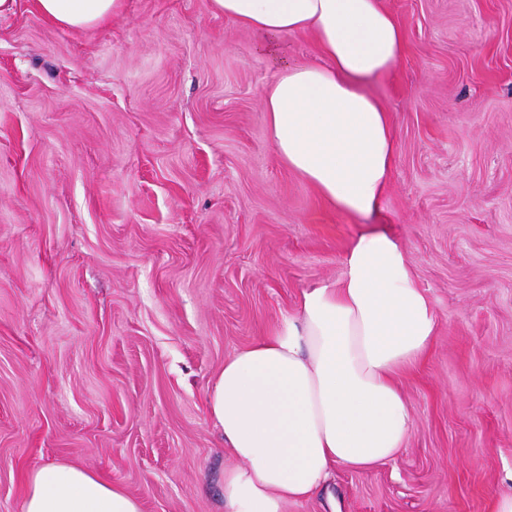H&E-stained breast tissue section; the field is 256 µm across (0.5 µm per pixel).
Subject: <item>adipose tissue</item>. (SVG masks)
<instances>
[{
  "instance_id": "1",
  "label": "adipose tissue",
  "mask_w": 512,
  "mask_h": 512,
  "mask_svg": "<svg viewBox=\"0 0 512 512\" xmlns=\"http://www.w3.org/2000/svg\"><path fill=\"white\" fill-rule=\"evenodd\" d=\"M124 0H34L50 23L82 31ZM217 14L275 51L309 31L315 61L280 70L263 100L288 169L338 210L367 215L387 188L395 138L365 86L400 60L404 32L383 0H211ZM431 300L388 233L354 238L340 280L302 291L295 313L224 362L207 395L235 463L224 471L228 512H285L339 467L367 469L404 451L414 420L399 386L436 334ZM23 512H141L95 473L50 464L27 476Z\"/></svg>"
}]
</instances>
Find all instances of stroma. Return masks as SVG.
<instances>
[{"label":"stroma","mask_w":512,"mask_h":512,"mask_svg":"<svg viewBox=\"0 0 512 512\" xmlns=\"http://www.w3.org/2000/svg\"><path fill=\"white\" fill-rule=\"evenodd\" d=\"M403 55L370 92L395 134L377 212L290 171L264 94L278 56L210 0H125L75 32L0 17V512L49 464L142 512H226L207 411L227 358L333 282L361 232L396 237L438 331L399 383L395 461L336 468L288 512H491L512 489V0H385Z\"/></svg>","instance_id":"stroma-1"}]
</instances>
